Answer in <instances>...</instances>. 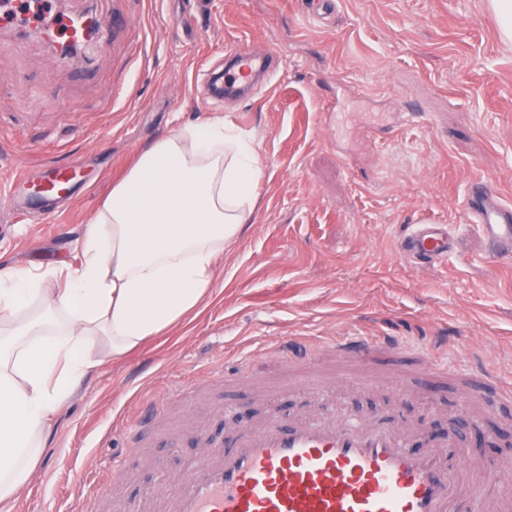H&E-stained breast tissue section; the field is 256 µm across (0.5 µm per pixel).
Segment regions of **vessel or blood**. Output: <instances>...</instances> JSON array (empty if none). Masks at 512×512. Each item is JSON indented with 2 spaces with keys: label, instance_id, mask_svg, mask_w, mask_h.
Here are the masks:
<instances>
[{
  "label": "vessel or blood",
  "instance_id": "obj_1",
  "mask_svg": "<svg viewBox=\"0 0 512 512\" xmlns=\"http://www.w3.org/2000/svg\"><path fill=\"white\" fill-rule=\"evenodd\" d=\"M121 21V16L105 18L92 11L60 13L53 0H34L30 7L0 0L1 25H15L56 48H107L108 32ZM233 60L239 84L210 86L212 98L249 95L273 75L279 56L271 49L256 55L240 47ZM79 174L77 160L51 163L29 205L31 212L55 213ZM464 205L479 226L487 257L512 263V206L503 204L483 179L469 182ZM398 248L412 266L428 269L454 255L457 240L449 225L426 222L410 225ZM401 349L394 337H344L333 344L332 353L347 363V370L328 378L304 371L300 385L317 396L331 392L338 383L353 381V366L381 367ZM392 380L403 393L423 398L434 386L451 382L470 413L480 418L484 400H512V386L485 370L452 375L431 362L421 375L399 371ZM277 391V385H269L263 393L266 413L236 427L223 441H212L206 429H198L195 440L207 449L187 467L154 456V468L165 475L161 492L122 499L117 490L127 480V470L113 469L99 484L96 512H462L468 484L494 485L495 496L485 502L487 512H512V481L498 469L470 475L471 449L432 434L423 421L411 422L400 414L389 421L351 425L309 410L291 417L275 406Z\"/></svg>",
  "mask_w": 512,
  "mask_h": 512
}]
</instances>
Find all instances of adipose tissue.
Here are the masks:
<instances>
[{
	"mask_svg": "<svg viewBox=\"0 0 512 512\" xmlns=\"http://www.w3.org/2000/svg\"><path fill=\"white\" fill-rule=\"evenodd\" d=\"M263 173L253 139L228 118L173 127L113 185L62 288L43 272L0 271V512L90 368L199 314Z\"/></svg>",
	"mask_w": 512,
	"mask_h": 512,
	"instance_id": "ef3b65f1",
	"label": "adipose tissue"
}]
</instances>
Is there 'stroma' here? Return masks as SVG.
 Listing matches in <instances>:
<instances>
[{
  "label": "stroma",
  "mask_w": 512,
  "mask_h": 512,
  "mask_svg": "<svg viewBox=\"0 0 512 512\" xmlns=\"http://www.w3.org/2000/svg\"><path fill=\"white\" fill-rule=\"evenodd\" d=\"M329 23L307 0H123V28L101 55L79 51L69 66L34 39L0 30V184L21 167L38 184L48 164L83 156L69 201L33 222L0 198V266L61 273L81 261L80 243L134 154L177 125L228 116L250 134L264 164L259 204L246 233L215 273L200 314L125 358L91 369L59 411L49 446L13 512H91L99 477L134 463L133 492L151 486V457L180 463L191 442L162 440L130 457L127 430L146 402L186 389L194 422L213 438L238 424L251 388L212 385L216 368L253 363L280 386L279 406H300L281 369L282 341L321 353L330 336H393L440 344L455 370L499 372L512 383V267L484 255L462 206L465 185L490 181L512 203V46H503L484 0H335ZM275 48L272 79L247 98L207 97V75L241 42ZM393 127L389 140L362 137ZM456 228L457 255L414 270L396 241L404 225ZM223 400V417L210 416ZM439 410L405 417L467 440ZM387 379L348 394L350 418L387 417Z\"/></svg>",
  "instance_id": "stroma-1"
}]
</instances>
